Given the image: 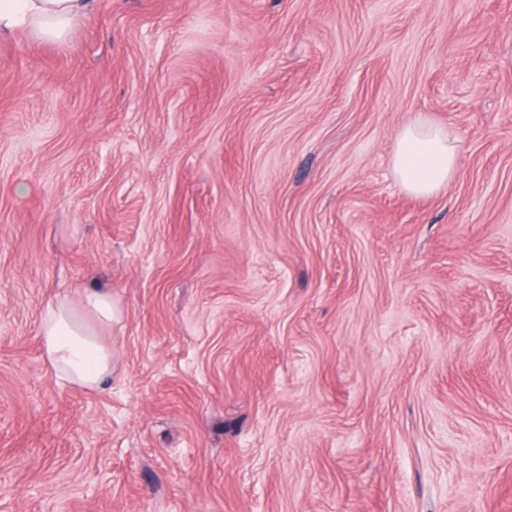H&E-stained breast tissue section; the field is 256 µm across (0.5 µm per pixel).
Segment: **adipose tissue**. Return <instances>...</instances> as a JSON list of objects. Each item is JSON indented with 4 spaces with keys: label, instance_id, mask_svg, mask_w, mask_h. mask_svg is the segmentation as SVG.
Here are the masks:
<instances>
[{
    "label": "adipose tissue",
    "instance_id": "1",
    "mask_svg": "<svg viewBox=\"0 0 512 512\" xmlns=\"http://www.w3.org/2000/svg\"><path fill=\"white\" fill-rule=\"evenodd\" d=\"M94 7L95 0H0V41L20 32L39 40H63ZM457 156L448 131L420 118L401 130L391 163L408 192L429 195L455 178ZM120 314L111 289L101 287L82 288L48 304L39 326L45 362L70 385L86 391L102 388L113 368L112 347L101 333Z\"/></svg>",
    "mask_w": 512,
    "mask_h": 512
}]
</instances>
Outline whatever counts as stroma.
Segmentation results:
<instances>
[{
	"mask_svg": "<svg viewBox=\"0 0 512 512\" xmlns=\"http://www.w3.org/2000/svg\"><path fill=\"white\" fill-rule=\"evenodd\" d=\"M512 0H96L0 43V512H512ZM459 145L428 196L408 122ZM111 288L99 391L47 304ZM457 156V143L448 130L419 118L401 130L391 163L408 192L429 195L455 178Z\"/></svg>",
	"mask_w": 512,
	"mask_h": 512,
	"instance_id": "1",
	"label": "stroma"
}]
</instances>
